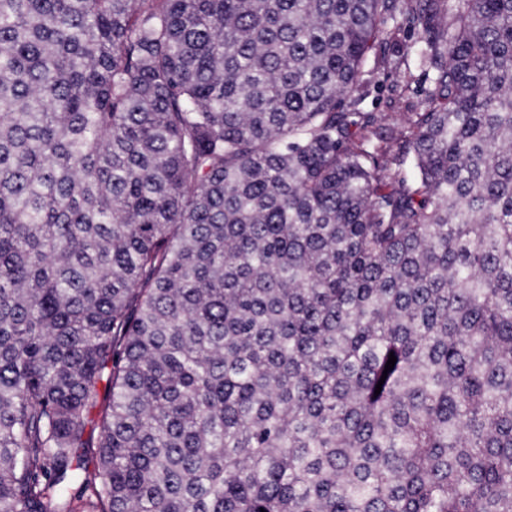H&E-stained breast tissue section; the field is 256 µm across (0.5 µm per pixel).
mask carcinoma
I'll use <instances>...</instances> for the list:
<instances>
[{
    "instance_id": "obj_1",
    "label": "carcinoma",
    "mask_w": 512,
    "mask_h": 512,
    "mask_svg": "<svg viewBox=\"0 0 512 512\" xmlns=\"http://www.w3.org/2000/svg\"><path fill=\"white\" fill-rule=\"evenodd\" d=\"M262 509L512 512V0H0V512ZM374 67V53H371L363 79L369 81L368 95L360 106L362 112L385 115L390 127L397 126L399 118L407 112H415L422 96L420 90L427 85L426 77L411 65L412 76L404 78L402 73L370 71ZM407 81L409 86L406 87Z\"/></svg>"
}]
</instances>
